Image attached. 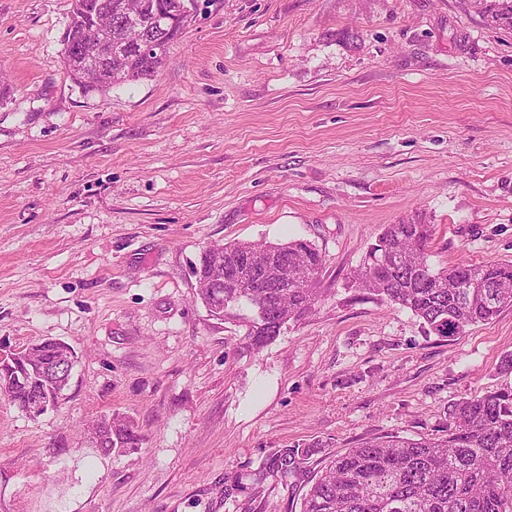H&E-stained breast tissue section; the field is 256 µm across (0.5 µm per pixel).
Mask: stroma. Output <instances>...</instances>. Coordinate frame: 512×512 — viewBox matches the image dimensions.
<instances>
[{
	"instance_id": "obj_1",
	"label": "stroma",
	"mask_w": 512,
	"mask_h": 512,
	"mask_svg": "<svg viewBox=\"0 0 512 512\" xmlns=\"http://www.w3.org/2000/svg\"><path fill=\"white\" fill-rule=\"evenodd\" d=\"M69 10L0 0V337L78 354L38 419L0 396V512H300L329 456L512 388V309L443 338L349 286L404 221L432 265L512 261V30L466 0H198L154 77L102 94L63 68ZM290 239L322 297L257 352L192 267ZM111 414L138 451L86 442Z\"/></svg>"
}]
</instances>
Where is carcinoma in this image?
<instances>
[{
    "mask_svg": "<svg viewBox=\"0 0 512 512\" xmlns=\"http://www.w3.org/2000/svg\"><path fill=\"white\" fill-rule=\"evenodd\" d=\"M110 0H71L63 35V65L82 89L108 91L154 76L169 45L192 22L195 11L179 14L176 0H139L134 20L112 21L108 45L90 27ZM487 21L512 30V0H469ZM99 60L95 76H83ZM431 225L389 224L366 252L351 287L382 302L410 310L438 335L451 338L512 308V262L436 268L429 261ZM288 272L268 285L255 255ZM319 250L306 240L227 243L213 257H200L193 273L206 284L198 292L217 321L237 320L247 346L259 350L289 322L313 312L321 297ZM53 338L39 342L21 366L25 381L8 384L0 372V395L22 411L48 390L68 386L72 372L54 360ZM106 454L139 448L134 425L103 416L88 427ZM301 512H512V389L486 392L453 403L440 437L388 436L334 456L305 493Z\"/></svg>",
    "mask_w": 512,
    "mask_h": 512,
    "instance_id": "carcinoma-1",
    "label": "carcinoma"
}]
</instances>
